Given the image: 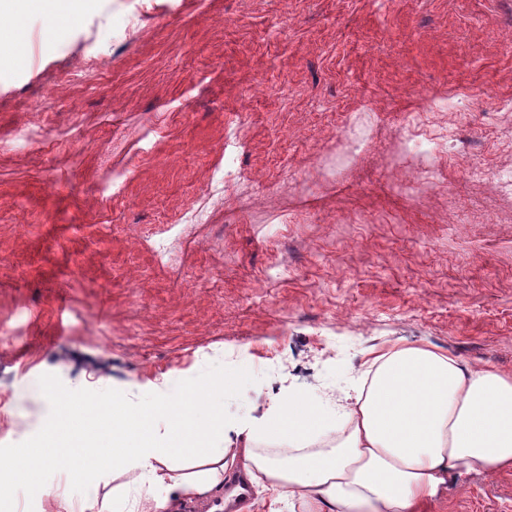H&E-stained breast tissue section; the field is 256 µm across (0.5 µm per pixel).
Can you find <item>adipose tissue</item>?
Wrapping results in <instances>:
<instances>
[{"mask_svg": "<svg viewBox=\"0 0 512 512\" xmlns=\"http://www.w3.org/2000/svg\"><path fill=\"white\" fill-rule=\"evenodd\" d=\"M367 363L332 412L298 391L255 424H226L216 410L197 419L185 402L194 384L179 379L151 407L121 410L91 436L60 418L45 430V451L15 453L7 465L24 481L56 468L76 481L70 454L82 450L100 471L135 472L141 512H168L169 494L201 495L228 477L261 485L251 512L269 501L289 512H419L451 471L512 470V375L423 344L370 350ZM260 435L268 447H256Z\"/></svg>", "mask_w": 512, "mask_h": 512, "instance_id": "adipose-tissue-1", "label": "adipose tissue"}]
</instances>
